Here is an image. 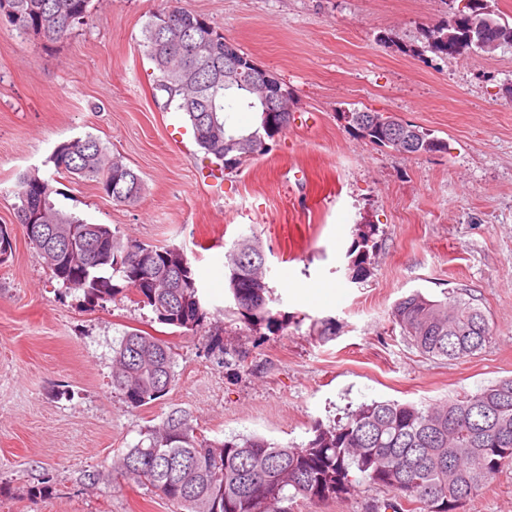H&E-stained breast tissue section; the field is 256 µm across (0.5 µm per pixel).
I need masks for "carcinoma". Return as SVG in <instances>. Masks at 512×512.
<instances>
[{"instance_id": "1", "label": "carcinoma", "mask_w": 512, "mask_h": 512, "mask_svg": "<svg viewBox=\"0 0 512 512\" xmlns=\"http://www.w3.org/2000/svg\"><path fill=\"white\" fill-rule=\"evenodd\" d=\"M91 0H0V15L20 37L36 36L46 47L87 23ZM186 9H161L143 29L142 47L160 73L155 89L176 103L188 118L197 145L232 169L246 149L274 141L278 129L263 104L237 89L213 92L216 111L202 124L198 99L210 81L198 71L192 82L183 69L197 63L195 48L224 64V51L238 49L215 27L199 22ZM447 23L424 34L423 50L437 56L445 49ZM238 108L259 114V125L239 130L226 111ZM376 111L354 109L343 117L356 134L403 153H436L448 143L430 132L420 146L385 141L371 122ZM55 171L89 180L113 202L134 204L144 191L143 178L117 157L108 155L99 139L87 135L56 145ZM58 193L36 171L19 176L16 218L69 232V250L49 260L42 244L30 241L44 258L51 277L69 291L82 293L96 306L122 289L151 307L155 321L198 333L207 318L191 266L183 249L123 241L107 224H88L56 208ZM149 257L141 273H132L139 254ZM228 289L234 305L249 322L277 323L269 307L265 255L251 236L235 240L224 254ZM123 281L119 286L114 279ZM392 317L404 336L422 354L446 360L470 357L494 340L493 328L477 300L463 295L443 301L420 292L399 299ZM176 353L165 340L139 329L124 333L112 358V388L131 409L163 399L175 378ZM512 466V378L499 379L438 406L395 401L362 404L343 424L315 429L299 447H284L260 437L231 436L210 440L196 432L188 415L169 414L162 425L129 448L115 463V472L146 487L177 512H294L298 500H344L356 484L366 482L393 493L372 506V512H465L471 497Z\"/></svg>"}]
</instances>
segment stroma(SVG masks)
Masks as SVG:
<instances>
[{"instance_id": "obj_1", "label": "stroma", "mask_w": 512, "mask_h": 512, "mask_svg": "<svg viewBox=\"0 0 512 512\" xmlns=\"http://www.w3.org/2000/svg\"><path fill=\"white\" fill-rule=\"evenodd\" d=\"M169 5L205 15L292 89L294 119L269 152L222 169L156 94L142 29ZM448 16L447 0H92L89 23L48 49L0 23V224L14 247L0 265V512H172L113 464L174 409L211 439L292 447L364 403L433 405L512 377V46L421 51ZM354 108L392 113L448 149L377 146L347 127ZM86 135L143 177L136 205L56 175L55 146ZM32 170L56 178L57 208L183 247L206 329L244 364L159 324L130 291L90 306L60 288L16 222L18 178ZM361 224L375 232L356 280ZM243 235L264 251L277 324L248 323L228 294L224 253ZM326 283L330 295L314 294ZM455 290L478 300L495 339L462 360L427 358L392 308ZM134 328L176 353L168 395L138 409L112 388L113 350ZM387 496L363 482L295 512H369ZM467 512H512V469Z\"/></svg>"}]
</instances>
